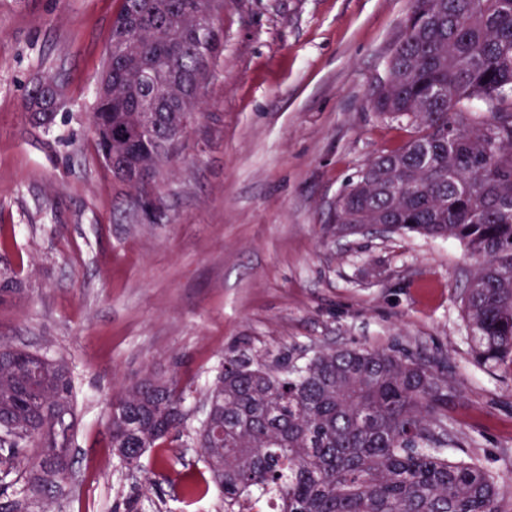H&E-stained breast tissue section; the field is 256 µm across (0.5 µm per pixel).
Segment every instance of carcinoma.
Wrapping results in <instances>:
<instances>
[{
  "label": "carcinoma",
  "instance_id": "1",
  "mask_svg": "<svg viewBox=\"0 0 512 512\" xmlns=\"http://www.w3.org/2000/svg\"><path fill=\"white\" fill-rule=\"evenodd\" d=\"M198 0H122L112 34L129 53H108L91 122L98 150L109 128L137 111L147 73L173 64L179 84L161 124L189 130L198 99L188 88L209 75L223 43L213 21L193 24ZM141 11L133 27L127 10ZM50 89L32 91L31 116L46 124ZM475 100L486 111L474 112ZM373 110L409 128L400 146L365 165L336 200L330 231L394 224L465 244L474 272L463 319L481 365L512 363V0H411L402 41ZM22 290L0 275V299ZM73 380L61 360L0 336V481L24 480L28 495L69 484L76 420ZM448 368L398 347L290 350L257 355L245 344L224 353L206 392L209 421L196 447L209 480L186 473V494L214 485L224 512H251L254 491L277 492L278 512H504V487L476 455L449 453ZM174 378L146 377L112 400L108 430L124 468L178 440L186 416Z\"/></svg>",
  "mask_w": 512,
  "mask_h": 512
}]
</instances>
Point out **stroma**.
<instances>
[{"label": "stroma", "instance_id": "35a3bbf8", "mask_svg": "<svg viewBox=\"0 0 512 512\" xmlns=\"http://www.w3.org/2000/svg\"><path fill=\"white\" fill-rule=\"evenodd\" d=\"M121 0H0V335L63 359L74 381V477L53 498L8 487L19 512H224L185 496L197 449H149L145 473L112 456V396L176 375L186 431L228 348H388L441 357L457 400L448 428L512 487V367L479 365L461 294L465 246L417 234L338 238L326 226L359 170L405 130L372 110V87L405 33L410 0H224V50L187 138L156 181V218L95 145L94 88ZM62 87L50 127L27 109Z\"/></svg>", "mask_w": 512, "mask_h": 512}]
</instances>
